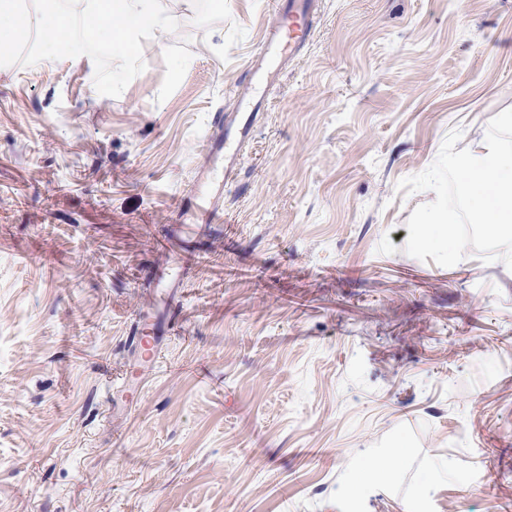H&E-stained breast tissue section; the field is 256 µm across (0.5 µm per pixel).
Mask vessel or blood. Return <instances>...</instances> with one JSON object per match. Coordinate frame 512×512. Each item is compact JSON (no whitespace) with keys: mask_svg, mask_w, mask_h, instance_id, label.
Returning <instances> with one entry per match:
<instances>
[{"mask_svg":"<svg viewBox=\"0 0 512 512\" xmlns=\"http://www.w3.org/2000/svg\"><path fill=\"white\" fill-rule=\"evenodd\" d=\"M313 0H280L279 16L275 26L268 29L260 50L250 61L253 86L240 98L235 112L217 116L218 132L207 139L204 148L206 166L192 183L184 202L183 216L195 224L208 226L224 219V182L239 165V153L248 141L252 126L258 117L260 91L277 76L284 55L295 54L312 33ZM178 247L166 276L158 280L159 287L179 288V273L189 264L195 251L183 234L182 225H175L170 236ZM133 351L142 371H153L160 350L158 329L145 324L130 338Z\"/></svg>","mask_w":512,"mask_h":512,"instance_id":"vessel-or-blood-1","label":"vessel or blood"}]
</instances>
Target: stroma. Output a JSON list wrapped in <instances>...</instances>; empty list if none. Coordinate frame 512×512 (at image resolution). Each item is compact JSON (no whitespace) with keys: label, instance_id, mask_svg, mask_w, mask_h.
<instances>
[{"label":"stroma","instance_id":"35a3bbf8","mask_svg":"<svg viewBox=\"0 0 512 512\" xmlns=\"http://www.w3.org/2000/svg\"><path fill=\"white\" fill-rule=\"evenodd\" d=\"M161 2L119 97L0 67V512H512V270L406 254L397 189L512 108V0H318L172 313L145 272L275 4ZM159 332L158 327L142 324L134 331V336H130L134 354L138 357V366L143 372H151L156 367L161 342Z\"/></svg>","mask_w":512,"mask_h":512}]
</instances>
